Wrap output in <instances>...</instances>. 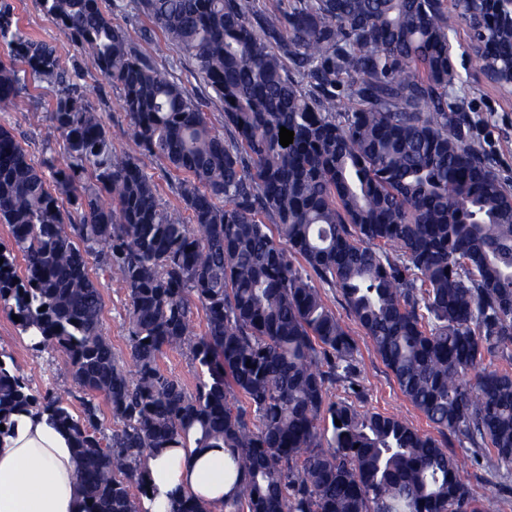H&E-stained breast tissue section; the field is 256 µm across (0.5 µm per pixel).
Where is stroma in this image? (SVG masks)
Listing matches in <instances>:
<instances>
[{"label": "stroma", "mask_w": 512, "mask_h": 512, "mask_svg": "<svg viewBox=\"0 0 512 512\" xmlns=\"http://www.w3.org/2000/svg\"><path fill=\"white\" fill-rule=\"evenodd\" d=\"M11 3L23 32L55 47L66 65L78 67L87 100L101 114L113 147L120 152L138 155L139 149L129 135V121L122 107L120 87L101 76L88 55L43 11L40 0H11ZM112 22L121 27L134 23L146 30L147 38L140 44L141 51L155 58L159 68L169 72L190 92L203 98L210 124L216 130H223L224 105L203 82L195 60L167 43L151 20L135 8L113 11ZM451 42L453 65L462 80L455 92L467 114L475 121L476 137L492 158L496 173L512 181V91L498 87L479 73L476 55L470 45V32L465 26H457ZM55 97L53 85L31 79L20 97L7 105H0V127L11 131L30 157L37 161L49 152L63 150L62 140L48 120ZM34 110L43 116L41 125L34 126L29 122L28 116ZM91 270L103 292L104 334L116 354L127 356V329L123 322L126 291L111 281L99 265H92ZM348 329L357 347L362 408L396 415L422 432L433 433L432 424L402 394L369 337L356 323L349 322ZM0 348L13 356L35 390L53 392L72 403L78 402L82 396V388L68 373L67 355L57 348L33 347L12 317L2 311ZM441 442L453 453L473 452L474 460L464 473L466 483L476 496L499 497L500 512H512V492L504 489L491 474L492 452L485 448L470 450L468 444L452 434L443 436Z\"/></svg>", "instance_id": "1"}]
</instances>
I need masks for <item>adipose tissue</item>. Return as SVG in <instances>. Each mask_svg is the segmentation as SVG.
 <instances>
[{"label": "adipose tissue", "instance_id": "obj_1", "mask_svg": "<svg viewBox=\"0 0 512 512\" xmlns=\"http://www.w3.org/2000/svg\"><path fill=\"white\" fill-rule=\"evenodd\" d=\"M9 435L0 439V512H84L73 440L48 412L31 408L12 414ZM220 448H161L146 461L145 512H175L187 496L208 512H224L233 483L224 476Z\"/></svg>", "mask_w": 512, "mask_h": 512}]
</instances>
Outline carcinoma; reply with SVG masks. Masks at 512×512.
Returning a JSON list of instances; mask_svg holds the SVG:
<instances>
[{
    "label": "carcinoma",
    "instance_id": "cac0c4a2",
    "mask_svg": "<svg viewBox=\"0 0 512 512\" xmlns=\"http://www.w3.org/2000/svg\"><path fill=\"white\" fill-rule=\"evenodd\" d=\"M133 2L197 62L224 103V132L140 52L144 30L114 26L102 0H40L121 86L142 155L185 174L175 193L186 222L145 163L112 148L79 71L0 0L11 59L0 60V103L25 87L16 61L57 86L50 121L68 158L36 163L0 127V223L11 236L0 309L36 346L65 351L86 392L75 416L62 397L35 394L1 350L0 424L39 406L70 433L85 512H144L148 456L191 438L227 453L236 491L224 512H500L465 483L468 455L357 408L356 343L319 288L339 290L439 433L492 449L512 477V372L483 365L487 355L512 364V186L448 102L444 0H288L285 11L259 0ZM473 49L481 73L508 80L506 0ZM282 126L294 132L287 147ZM94 256L126 291L128 363L103 334ZM168 350L190 355L194 391L161 368ZM337 384L345 396L333 400Z\"/></svg>",
    "mask_w": 512,
    "mask_h": 512
}]
</instances>
